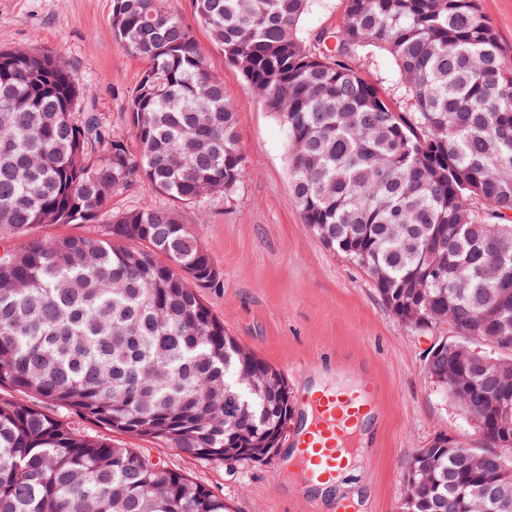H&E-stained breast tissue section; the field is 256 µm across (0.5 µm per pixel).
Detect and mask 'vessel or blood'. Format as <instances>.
I'll list each match as a JSON object with an SVG mask.
<instances>
[{"instance_id": "1", "label": "vessel or blood", "mask_w": 512, "mask_h": 512, "mask_svg": "<svg viewBox=\"0 0 512 512\" xmlns=\"http://www.w3.org/2000/svg\"><path fill=\"white\" fill-rule=\"evenodd\" d=\"M370 386L347 395H331L310 400L315 416L310 436L299 442V456L311 479L325 481L334 478L343 463L351 438L350 430L367 415Z\"/></svg>"}]
</instances>
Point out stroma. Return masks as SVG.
I'll return each mask as SVG.
<instances>
[{
    "label": "stroma",
    "mask_w": 512,
    "mask_h": 512,
    "mask_svg": "<svg viewBox=\"0 0 512 512\" xmlns=\"http://www.w3.org/2000/svg\"><path fill=\"white\" fill-rule=\"evenodd\" d=\"M187 27L233 102L246 172L228 195L184 207L182 219L221 274L201 295L225 330L285 376L295 412L314 380L349 392L374 388L376 412L351 451L342 499L356 512H399L403 471L441 434L480 442L458 406L433 384L425 355L432 333L406 328L363 268L326 247L302 222L290 184L279 117L266 111L198 23L192 0H158ZM112 0H0V50L59 54L79 87L77 111L92 109L114 133L129 132L127 102L144 60L112 41ZM80 430L138 448L223 497L228 512H336L302 488L285 450L232 466L206 463L168 445L79 421Z\"/></svg>",
    "instance_id": "stroma-1"
}]
</instances>
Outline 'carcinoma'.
Listing matches in <instances>:
<instances>
[{
    "label": "carcinoma",
    "instance_id": "obj_1",
    "mask_svg": "<svg viewBox=\"0 0 512 512\" xmlns=\"http://www.w3.org/2000/svg\"><path fill=\"white\" fill-rule=\"evenodd\" d=\"M312 0H193L212 44L282 120L303 223L362 266L385 303L431 284L434 321L466 327L512 362V266L480 273L512 243V63L479 0H345L331 46L299 35ZM115 44L146 62L127 104L130 135L73 112L78 85L57 55L0 51V512H227L224 498L54 413L163 442L209 463L261 448L290 396L279 369L224 331L200 289L219 272L180 208L232 193L245 173L235 109L191 32L157 0H112ZM376 49L396 74L368 80ZM402 98L406 110L394 105ZM147 181L169 208L112 214ZM100 224L46 239L40 225ZM464 228L456 230L455 225ZM448 229L441 248L433 246ZM454 354L433 360L448 386ZM466 449L440 435L414 455L400 512H434L462 490ZM469 512H504L466 496Z\"/></svg>",
    "mask_w": 512,
    "mask_h": 512
}]
</instances>
